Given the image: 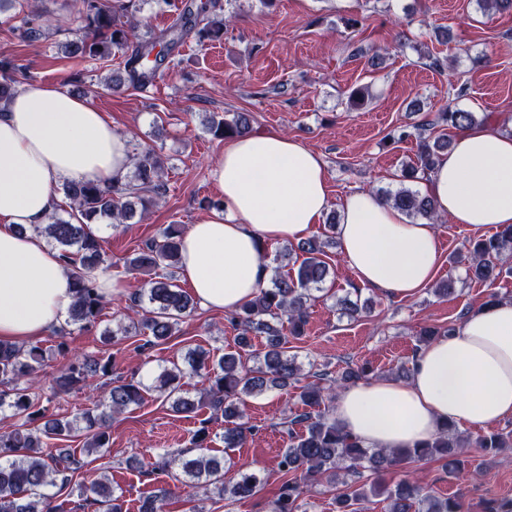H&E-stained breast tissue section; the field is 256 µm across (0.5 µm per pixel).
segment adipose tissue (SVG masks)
I'll use <instances>...</instances> for the list:
<instances>
[{
  "instance_id": "1",
  "label": "adipose tissue",
  "mask_w": 512,
  "mask_h": 512,
  "mask_svg": "<svg viewBox=\"0 0 512 512\" xmlns=\"http://www.w3.org/2000/svg\"><path fill=\"white\" fill-rule=\"evenodd\" d=\"M128 138L85 97L33 82L0 104V340L30 344L68 316L75 294L56 249L34 232L66 181L125 182ZM223 205L183 235L180 274L204 307L238 310L269 273L266 246L308 236L329 206L322 158L280 133L231 137L212 170ZM439 214L472 229L512 224V134L457 130L430 172ZM342 258L357 282L410 298L442 264L435 225L413 223L374 194L340 206ZM333 418L370 448H405L448 423L480 429L512 418V298L471 311L422 346L408 380L361 381L336 394Z\"/></svg>"
}]
</instances>
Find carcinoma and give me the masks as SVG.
Returning a JSON list of instances; mask_svg holds the SVG:
<instances>
[{
  "mask_svg": "<svg viewBox=\"0 0 512 512\" xmlns=\"http://www.w3.org/2000/svg\"><path fill=\"white\" fill-rule=\"evenodd\" d=\"M145 0H72L73 9L80 21L75 37L62 44L63 53L71 59L108 62L112 56L123 57L124 75L112 78L117 86L134 89L149 86L157 69L166 60V53L158 49L193 36L204 43L219 39L224 34L223 0H166L174 19L160 36L143 38L136 34L141 22L140 13ZM18 37L27 43L38 42L44 35L40 16L27 14L21 24L14 27ZM24 74L7 54H0V102L13 95ZM476 113L447 107L437 113L432 125L448 126L459 130L479 124ZM207 130L224 139L252 133L250 115L236 112L230 120L214 116L206 122ZM416 137L415 159L404 170L400 186L382 192L381 200L400 209L409 219H425L432 224L438 221L429 197L408 185L417 174H427L442 154L448 151L451 141L443 133L414 134L402 129L392 139L398 141ZM164 164L153 150H146L132 159V170L126 183L101 186L93 181L66 183L63 193L70 201L69 219L56 214L47 223L34 228L59 250L65 263L75 302L68 324L84 330L94 327L106 308V296L90 276V271L104 262V249L92 225L108 220L121 224L131 218L136 206L147 209L154 198L162 195ZM183 230L178 224L167 225L159 237L146 242L128 259L126 270L146 277V288L131 298L132 316L128 321H118L110 336H126L134 331L148 332L154 340H165L175 334L179 324L194 308V301L176 283L175 270L180 268ZM333 244V236L321 241L311 238L297 245L300 254L295 256L299 265L295 274L281 272L282 265L271 268L270 285L261 287L257 295L240 311L231 315V322L240 327L238 349L226 351L213 358L203 348L188 350L184 365L172 363L147 386L138 380L113 381L96 394L97 415L84 412L72 420L59 418L39 406L29 393L32 374L44 358V350L36 345L23 349L0 343V411L8 410L14 416L25 418L26 426L0 432V512H60L54 503L55 495L46 493L49 487L60 491L69 489L83 501L94 506V512H123L122 494L112 487L107 475L90 481L73 482V477L83 467V462L70 453L46 454L43 448L51 438L71 437L75 433L85 436V449L100 452L110 447L108 420L145 400V392L154 390L171 398L172 410L187 418H194L205 406L224 418L225 458L222 460L204 453L213 439L210 420H200L194 433L195 447L201 453L193 458L185 454L165 453L164 467L180 469L184 476L201 485L209 494L221 499L240 501L254 496L262 477L259 472L240 468L231 478L224 470L230 452L242 447L253 435L254 426L244 421L247 400L261 396L273 389L298 381L301 366L297 354L288 352L287 336L304 335L308 323V310L315 293L324 290L331 278V267L325 260V248ZM512 253V225H501L496 232L471 245V261L466 276L471 280L489 281L499 277L501 257ZM454 330L432 327L422 328L416 336L415 348L444 336ZM263 335L265 351L247 362L242 351L249 346L251 336ZM58 348L65 356L62 386L66 390H81L88 376L112 375V356L101 358L85 353H69L66 341ZM201 370L209 375V388L197 398L186 395L182 380ZM367 368L351 365L333 374L320 370L310 374L315 382L301 387L299 394L304 410L283 418L280 425L288 431V446L279 454L278 467L284 480L273 503V512H298V501L307 487L325 474L342 470L357 477L360 470L378 472L406 459L441 458L448 472L459 477L464 471L463 462L456 458L459 448H480L491 451L512 446V434L463 436L456 427L446 425L433 439L415 444L411 448H367L352 439L336 424L328 412L320 410L325 402H334L336 390L353 384L364 375ZM298 425L301 431L294 432ZM174 495L168 487L151 492L141 499L139 512H164L167 500ZM366 497L359 487L336 497L338 512H352L353 502ZM389 512H463V505L456 497L439 499L418 485L404 479L390 490Z\"/></svg>",
  "mask_w": 512,
  "mask_h": 512,
  "instance_id": "1",
  "label": "carcinoma"
}]
</instances>
